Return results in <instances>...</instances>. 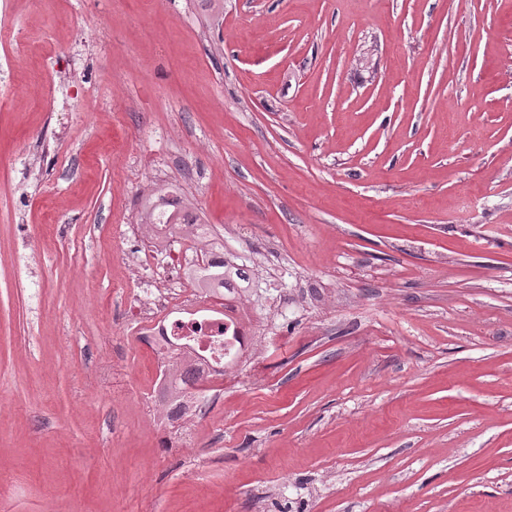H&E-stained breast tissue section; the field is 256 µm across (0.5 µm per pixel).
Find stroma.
Segmentation results:
<instances>
[{
  "label": "stroma",
  "instance_id": "35a3bbf8",
  "mask_svg": "<svg viewBox=\"0 0 512 512\" xmlns=\"http://www.w3.org/2000/svg\"><path fill=\"white\" fill-rule=\"evenodd\" d=\"M0 48V512H512V0H10ZM257 350L186 446L130 305L191 242ZM137 252L138 283L124 262ZM137 224L159 241L189 239L195 243L207 242L211 246L210 251H204L208 255L207 260L193 265L187 272L191 284L199 294L201 293L197 288L204 290L208 297H223L224 290L244 288L238 281L252 283L253 271L247 265L235 264L224 257V252L210 242L209 225L200 222L193 203L182 197L175 187L151 189L141 203ZM156 224H164L163 235L158 234ZM151 237L148 238L153 239Z\"/></svg>",
  "mask_w": 512,
  "mask_h": 512
}]
</instances>
